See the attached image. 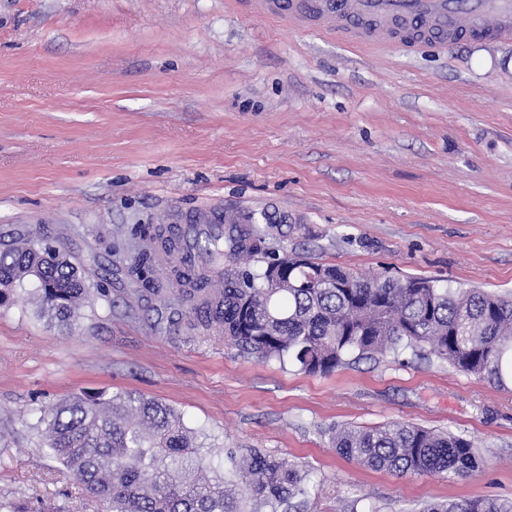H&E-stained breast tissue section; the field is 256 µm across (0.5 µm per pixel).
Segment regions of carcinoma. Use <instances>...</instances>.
<instances>
[{
  "label": "carcinoma",
  "mask_w": 512,
  "mask_h": 512,
  "mask_svg": "<svg viewBox=\"0 0 512 512\" xmlns=\"http://www.w3.org/2000/svg\"><path fill=\"white\" fill-rule=\"evenodd\" d=\"M264 243L258 225H231L220 288L204 287L203 271L174 269L184 287L173 298L242 353L326 375L410 349L499 387L512 382V298L421 277L364 279L286 249L265 252L258 269L240 262L242 253L264 252ZM35 247L27 241L0 251V297L32 279L40 313L70 325L90 288L65 255L46 263ZM154 259L151 250L135 259L144 267L136 278L147 286ZM40 423L46 447L109 512H288L308 496L306 469L256 448L227 454L224 472L209 477L195 432L169 406L132 391L72 395ZM332 441L343 457L398 477L468 476L483 462L466 437L402 422L341 426ZM422 512H512V499L431 502Z\"/></svg>",
  "instance_id": "carcinoma-1"
}]
</instances>
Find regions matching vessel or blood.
Returning <instances> with one entry per match:
<instances>
[{"instance_id": "vessel-or-blood-1", "label": "vessel or blood", "mask_w": 512, "mask_h": 512, "mask_svg": "<svg viewBox=\"0 0 512 512\" xmlns=\"http://www.w3.org/2000/svg\"><path fill=\"white\" fill-rule=\"evenodd\" d=\"M258 6L261 13L289 25L319 29L327 25L337 37L356 43L384 37L407 52L464 34L512 40V0H258ZM178 233L184 247L173 265L202 267L210 278H222V258L197 252L191 242L206 236L223 239V225L202 224L189 214Z\"/></svg>"}]
</instances>
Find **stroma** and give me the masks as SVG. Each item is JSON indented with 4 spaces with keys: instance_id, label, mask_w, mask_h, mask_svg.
I'll return each mask as SVG.
<instances>
[{
    "instance_id": "stroma-1",
    "label": "stroma",
    "mask_w": 512,
    "mask_h": 512,
    "mask_svg": "<svg viewBox=\"0 0 512 512\" xmlns=\"http://www.w3.org/2000/svg\"><path fill=\"white\" fill-rule=\"evenodd\" d=\"M216 203L287 216L269 251L512 293V43L404 55L248 0H0V248L29 233L92 287L69 328L30 283L0 305V499L105 512L38 427L96 391L171 407L216 470L229 450L301 462L311 512L512 498V390L409 351L307 375L137 292L134 227ZM390 421L474 439L484 465L398 477L332 445Z\"/></svg>"
}]
</instances>
